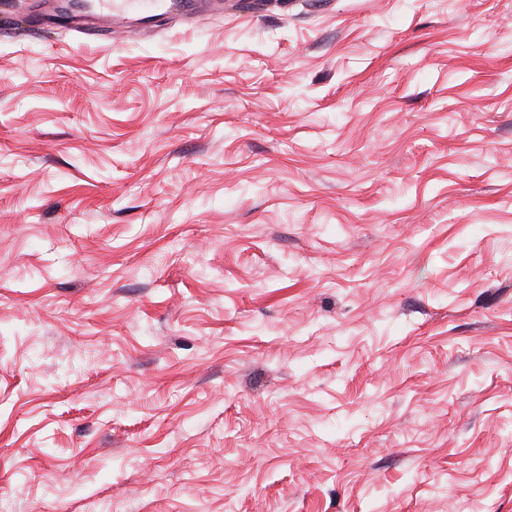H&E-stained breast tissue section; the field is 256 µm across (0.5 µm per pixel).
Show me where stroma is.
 <instances>
[{"mask_svg":"<svg viewBox=\"0 0 512 512\" xmlns=\"http://www.w3.org/2000/svg\"><path fill=\"white\" fill-rule=\"evenodd\" d=\"M0 21V512H512V0Z\"/></svg>","mask_w":512,"mask_h":512,"instance_id":"stroma-1","label":"stroma"}]
</instances>
